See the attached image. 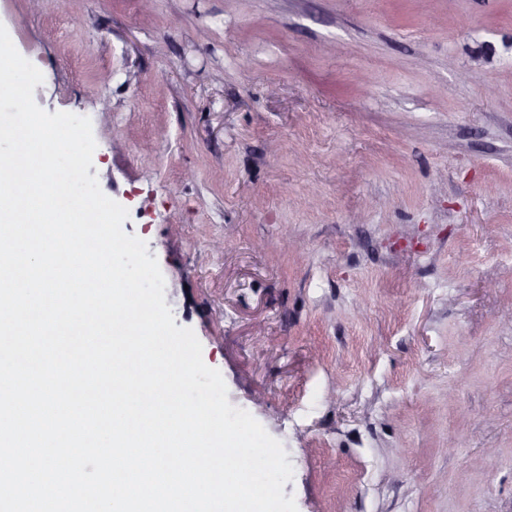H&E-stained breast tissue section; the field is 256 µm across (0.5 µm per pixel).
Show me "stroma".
<instances>
[{"mask_svg":"<svg viewBox=\"0 0 512 512\" xmlns=\"http://www.w3.org/2000/svg\"><path fill=\"white\" fill-rule=\"evenodd\" d=\"M0 24L36 103L90 118V174L298 512H512V0H0Z\"/></svg>","mask_w":512,"mask_h":512,"instance_id":"stroma-1","label":"stroma"}]
</instances>
